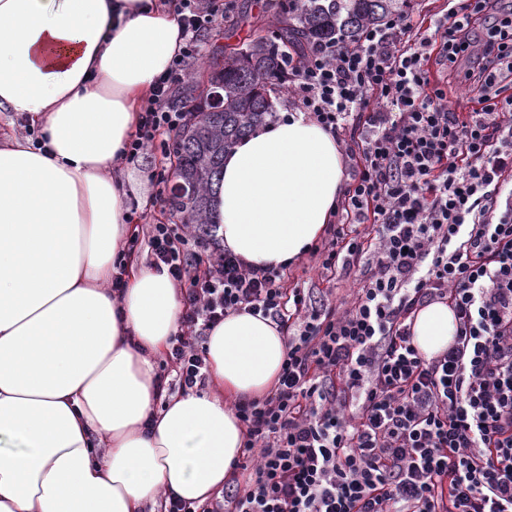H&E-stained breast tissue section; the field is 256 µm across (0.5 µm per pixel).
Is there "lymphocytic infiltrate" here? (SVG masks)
Returning a JSON list of instances; mask_svg holds the SVG:
<instances>
[{
    "label": "lymphocytic infiltrate",
    "instance_id": "1",
    "mask_svg": "<svg viewBox=\"0 0 512 512\" xmlns=\"http://www.w3.org/2000/svg\"><path fill=\"white\" fill-rule=\"evenodd\" d=\"M183 45L156 81L121 155L132 164L190 119L170 105L220 26L218 0H178ZM468 59L461 113L432 79L430 57ZM512 4L448 0L418 26L406 9L357 35L289 57L297 113L351 161L337 224L310 248L321 281L358 275L341 301L288 288L282 269L248 263L216 231L147 225L115 259L146 251L185 285L166 362L179 388L204 386L205 340L245 312L276 324L286 353L277 388L235 406L242 456L203 505L167 512H512ZM440 302L454 315L435 356L413 321Z\"/></svg>",
    "mask_w": 512,
    "mask_h": 512
}]
</instances>
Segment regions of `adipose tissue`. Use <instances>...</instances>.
I'll use <instances>...</instances> for the list:
<instances>
[{"label": "adipose tissue", "instance_id": "obj_1", "mask_svg": "<svg viewBox=\"0 0 512 512\" xmlns=\"http://www.w3.org/2000/svg\"><path fill=\"white\" fill-rule=\"evenodd\" d=\"M169 0H0V108L45 140H0V512H157L221 491L244 442L234 404L274 387L286 346L267 319L225 317L206 344L211 392L165 396L156 360L182 306L167 272L112 262L131 228L113 162L178 53ZM344 178L330 133L297 115L224 156L218 235L249 263L296 260ZM446 304L414 343L447 348Z\"/></svg>", "mask_w": 512, "mask_h": 512}]
</instances>
